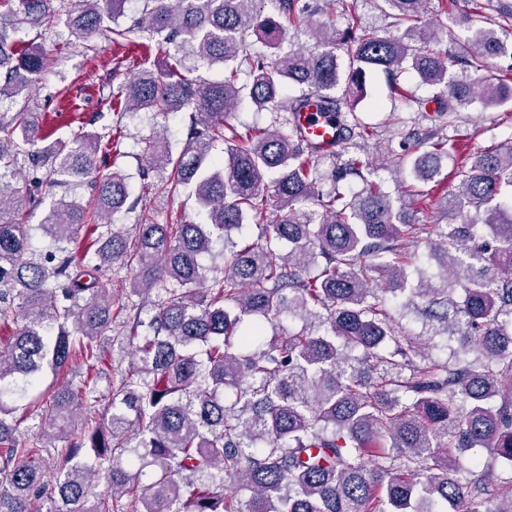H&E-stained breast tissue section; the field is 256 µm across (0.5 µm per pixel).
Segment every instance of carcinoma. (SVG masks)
Masks as SVG:
<instances>
[{"instance_id":"carcinoma-1","label":"carcinoma","mask_w":512,"mask_h":512,"mask_svg":"<svg viewBox=\"0 0 512 512\" xmlns=\"http://www.w3.org/2000/svg\"><path fill=\"white\" fill-rule=\"evenodd\" d=\"M127 2L0 0V100L19 105L0 114V326H14L0 342V512H33L40 500L49 512H512V488L495 474L512 466V212L501 201L512 187V139L456 166L459 184L440 205L455 222L419 224L406 203L415 184H400L394 198L366 177L384 161L351 156L332 167L330 191L319 190L317 164L336 154L291 120L314 96L344 116V141L374 136L346 119L354 104L342 109L336 91L356 97L366 74L381 71L394 95L422 108L398 81L406 62L450 117L476 100L505 105L512 87L494 74L450 73L455 58L436 48L445 26H419L427 0H382L393 26L419 33L413 45L340 29L336 12L320 20L324 9L309 0H275L286 27L262 16V0H142L140 17L122 25ZM500 14L501 32L481 30L466 48L478 68L512 58V9ZM60 23L146 52L154 39L165 46L163 66L149 67L145 54L112 91V110L188 113L183 149L173 152L164 133L149 138L139 173L153 194L193 187L206 221L137 224L126 237L114 216L129 183L101 159V137L38 131L29 98L50 53L14 34ZM290 26L312 32L315 49L282 51ZM250 30L270 54L248 52ZM200 64L221 66L224 79L201 82ZM292 85L300 91L290 96ZM246 98L273 115L272 128L224 123ZM419 144L428 149L402 163L414 180L430 181L456 147L431 135ZM349 176L363 188L346 186ZM84 186L93 190L85 203L71 196ZM55 188L63 194L41 223H24L20 201L36 209ZM246 224L264 229L263 242L233 241ZM84 228L91 242L80 253ZM36 229L52 241L44 253L30 251ZM216 241L224 242L221 278L201 263ZM422 246L437 272L410 280ZM117 262L129 274L123 301L102 274ZM389 294L422 314L433 335L457 342L453 361H417L427 342L392 318ZM128 300L151 314L127 316ZM119 320L126 334L111 342L131 361L101 413L97 381L109 362L97 340ZM287 320L300 330L266 336V324ZM46 366L85 369L79 385L37 406L58 434L83 416L77 441L61 450L39 433L16 436L12 403ZM96 478L107 491L94 496Z\"/></svg>"}]
</instances>
